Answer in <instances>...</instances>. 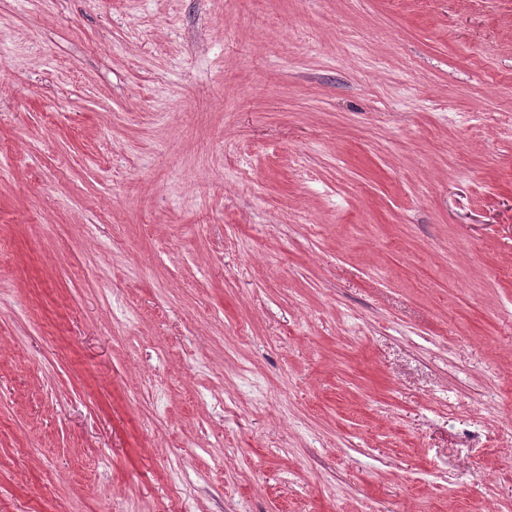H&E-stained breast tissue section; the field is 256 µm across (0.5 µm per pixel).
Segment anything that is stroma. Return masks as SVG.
I'll use <instances>...</instances> for the list:
<instances>
[{
	"label": "stroma",
	"mask_w": 512,
	"mask_h": 512,
	"mask_svg": "<svg viewBox=\"0 0 512 512\" xmlns=\"http://www.w3.org/2000/svg\"><path fill=\"white\" fill-rule=\"evenodd\" d=\"M0 512H512V0H0Z\"/></svg>",
	"instance_id": "35a3bbf8"
}]
</instances>
